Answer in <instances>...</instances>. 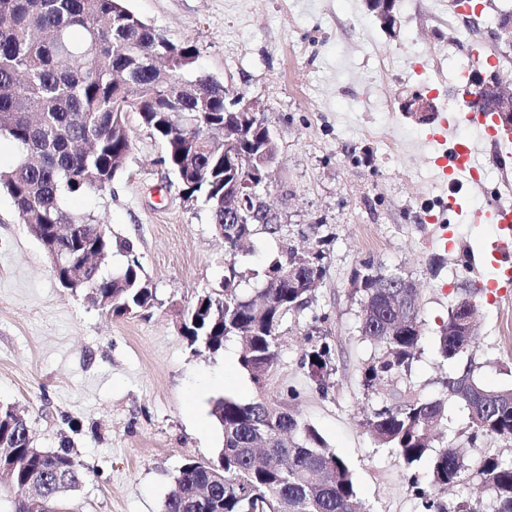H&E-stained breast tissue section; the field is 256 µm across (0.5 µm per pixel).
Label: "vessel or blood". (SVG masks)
<instances>
[{
  "label": "vessel or blood",
  "instance_id": "obj_1",
  "mask_svg": "<svg viewBox=\"0 0 512 512\" xmlns=\"http://www.w3.org/2000/svg\"><path fill=\"white\" fill-rule=\"evenodd\" d=\"M478 138L499 149L512 143V133L500 130L493 113L484 110L482 104L475 100H468L462 110H452L438 116L427 139L448 146L446 152L434 158L443 182L453 186L465 177L470 183L479 184L480 176L470 165L474 141ZM440 207L442 211L466 221L490 224L493 247L499 256L495 265L496 275L490 286L497 290L499 296L512 295V201L495 199L488 210L472 212L463 210L458 196L451 194L441 199Z\"/></svg>",
  "mask_w": 512,
  "mask_h": 512
}]
</instances>
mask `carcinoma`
<instances>
[{
  "mask_svg": "<svg viewBox=\"0 0 512 512\" xmlns=\"http://www.w3.org/2000/svg\"><path fill=\"white\" fill-rule=\"evenodd\" d=\"M199 58L194 45H176L153 25L126 9L122 0H0V137L18 149L16 164L0 172V187L25 224H38L35 239L77 261L87 242L99 244L101 262L84 288L112 298L105 310L121 316L150 308L155 291L143 278L136 244L112 236L100 224L67 211L69 195L105 191L124 168L131 150L127 114L165 144L163 162L178 175L186 199L202 200L215 231H224L228 248L222 286L200 296L184 319L190 345L205 342L217 353L230 338L240 342L239 364L262 384L279 359L284 317L309 308L315 289L281 278L297 252L286 247L265 271L252 297L240 293L237 239L261 230L279 236L278 224L224 223V153L200 143L224 139V84L211 79L200 96L189 83ZM55 224L84 225L83 238L46 241ZM120 268L105 270L114 253ZM389 274L370 264L355 274L362 295L359 332L376 345L362 385L392 383L410 374L423 336L421 298L397 315L396 288L381 287ZM456 304L439 336V352L453 360L476 344L456 336L475 312L476 288L457 289ZM331 347L322 342L305 354L302 367L320 389L326 388ZM448 395L469 411L470 455L449 442L432 446V430L446 419L442 398H425L407 385L394 405L366 408V426L376 442L392 450L411 471V488L424 512H512V459L478 446L483 439L512 440V388L487 389L465 368L448 377ZM19 412L0 404V471L10 470L11 512H25L21 498L36 475H45L39 512H59L63 492L56 476L74 486L83 482L81 464L64 437L47 456L32 449L19 429ZM211 416L222 430L217 460L187 461L168 494L164 512H367L348 465L327 446L320 432L283 402L258 398L241 402L216 399ZM426 464L424 477L415 469ZM224 468V487L207 499L212 467ZM470 476L485 486L487 502L461 500L448 508V488Z\"/></svg>",
  "mask_w": 512,
  "mask_h": 512,
  "instance_id": "obj_1",
  "label": "carcinoma"
}]
</instances>
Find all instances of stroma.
Instances as JSON below:
<instances>
[{
	"mask_svg": "<svg viewBox=\"0 0 512 512\" xmlns=\"http://www.w3.org/2000/svg\"><path fill=\"white\" fill-rule=\"evenodd\" d=\"M125 5L171 41L195 45L199 70L265 107L278 146L268 202L284 233H257L239 251L242 292L259 287L287 246L319 252L325 274L311 307L284 321L280 359L259 386L237 362V341L199 352L182 332L198 296L224 279V241L204 204L185 201L162 162L163 142L137 115L128 117L131 152L111 187L66 205L136 243L156 291L151 309L115 316L62 288L0 189V403L25 411L36 447L71 440L85 479L64 496L63 512H164L181 466L216 459L222 432L210 410L224 395L288 402L348 464L369 512H422L408 471L364 423L365 407L390 395L388 385L361 384L375 346L358 332L352 278L370 263L420 288L424 335L409 377L419 394L444 396L448 375L467 366L486 387H512V300L486 288L495 270L477 225L427 222L448 188L428 124L401 108L415 94L454 108L457 63L477 42L482 67L512 80V60L488 37L512 0H479V40L451 0H396L393 33L368 0ZM475 152L484 184H463L464 204L483 208L494 190L512 197V158L500 162L482 142ZM464 284L478 291V339L447 361L439 327ZM318 340L332 348L323 391L301 365Z\"/></svg>",
	"mask_w": 512,
	"mask_h": 512,
	"instance_id": "obj_1",
	"label": "stroma"
}]
</instances>
